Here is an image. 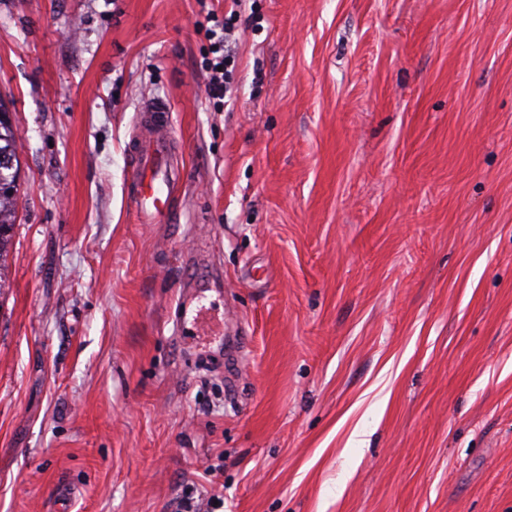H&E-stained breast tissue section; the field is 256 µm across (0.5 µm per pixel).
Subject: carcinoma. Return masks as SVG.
Here are the masks:
<instances>
[{
  "mask_svg": "<svg viewBox=\"0 0 512 512\" xmlns=\"http://www.w3.org/2000/svg\"><path fill=\"white\" fill-rule=\"evenodd\" d=\"M17 140L16 130L9 118V110L0 99V289L8 286L9 282L6 256L16 223L20 179Z\"/></svg>",
  "mask_w": 512,
  "mask_h": 512,
  "instance_id": "obj_1",
  "label": "carcinoma"
}]
</instances>
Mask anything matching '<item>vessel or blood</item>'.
<instances>
[{"instance_id":"b4317fda","label":"vessel or blood","mask_w":512,"mask_h":512,"mask_svg":"<svg viewBox=\"0 0 512 512\" xmlns=\"http://www.w3.org/2000/svg\"><path fill=\"white\" fill-rule=\"evenodd\" d=\"M169 112L167 102L145 100L129 142L134 166L127 197L143 224L171 222L174 199L185 184V167L176 156Z\"/></svg>"}]
</instances>
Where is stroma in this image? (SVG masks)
Here are the masks:
<instances>
[{
    "instance_id": "35a3bbf8",
    "label": "stroma",
    "mask_w": 512,
    "mask_h": 512,
    "mask_svg": "<svg viewBox=\"0 0 512 512\" xmlns=\"http://www.w3.org/2000/svg\"><path fill=\"white\" fill-rule=\"evenodd\" d=\"M231 5L0 0V512H512V0ZM238 17H240V11L235 9H232L230 15H225L221 20L214 13L208 11L206 14L207 23L213 22V25L207 29L209 47L206 57L203 58L202 66L207 74L208 98L217 108H220L221 105L224 106V96L227 93V84H229L231 75V71L228 69L231 56L226 49V43L228 36L235 28ZM219 66H222V71H218ZM8 114L7 106L0 99V290L9 282L6 256L16 223L20 179L18 137ZM129 150L134 161L127 197L141 224H168L174 199L185 184L183 159L176 157L167 102L147 99L139 109Z\"/></svg>"
}]
</instances>
